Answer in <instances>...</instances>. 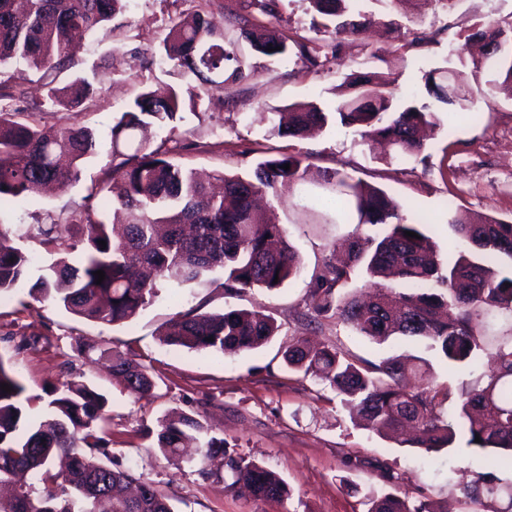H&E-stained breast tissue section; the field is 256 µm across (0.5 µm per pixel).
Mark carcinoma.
<instances>
[{
    "instance_id": "cac0c4a2",
    "label": "carcinoma",
    "mask_w": 512,
    "mask_h": 512,
    "mask_svg": "<svg viewBox=\"0 0 512 512\" xmlns=\"http://www.w3.org/2000/svg\"><path fill=\"white\" fill-rule=\"evenodd\" d=\"M308 2L334 34L326 52L305 37L290 45L266 27L243 28L241 35L254 53L286 57L292 52L311 72L336 63L343 40L363 34L367 22L355 19L356 0ZM124 7L125 0H28L20 12L15 0H0V68L14 63L36 70L59 68L76 52L74 32L106 36ZM475 28L466 36L482 43L481 58L472 60L475 88L450 94L442 86L450 69H435L425 76L434 104L419 105L411 96L385 89L371 75H350L335 89V118L364 139L387 141L398 156H416L423 151L419 127L439 126V114L459 108L477 120L478 104L488 92L512 99V29L495 22ZM270 46L274 51H267ZM158 55L200 83L222 84L226 91L245 77L247 67L236 42L224 35V23L200 13L190 21L173 22ZM91 91L86 78L76 77L54 90L51 99L56 106L75 108ZM183 101L182 90L172 85L142 92L110 129L112 177L104 190L113 218L121 222L120 234H114L103 209L87 212L81 224H37L22 230L0 221V295L15 293L31 280L29 293L50 298L75 316L114 326L136 318L164 286L177 291L209 284L226 296L255 287L277 289L299 274L301 260L287 228L269 221L255 199L264 193L293 195L299 186L315 184L323 191L316 204L332 212L333 223L369 225L379 232L341 243L347 260L324 263L309 289L308 306L317 313L334 312L379 345L393 337L419 342L460 371H474L488 350L493 365L461 387L448 418L440 407L452 391L435 383L424 357H411V364L399 356L375 363L350 358L336 347H311L299 337L284 352L288 368L327 384L372 432L382 435L412 425L420 431L417 447L428 454L453 447L462 436L467 446L484 451L495 464L512 466V333L495 336L485 321L494 310L512 315V221L448 215L466 248L443 257L422 231L426 217L404 216L384 190L340 170L312 175L303 159L291 154L265 158L246 174L217 175L224 189L214 193L193 170L168 158L167 144L183 119ZM328 120L316 104L295 103L288 122L272 123L270 133L299 138ZM150 123L169 127L170 135L157 145L138 139L137 132ZM96 143L89 127L41 128L1 108L0 202L19 199L38 185H73L95 154ZM287 163L290 169L285 170ZM406 231L418 237H407ZM23 237L39 241L57 258L48 265L34 264L19 244ZM98 270L105 273L99 285ZM358 272L368 279V298L335 293ZM277 333L275 320L259 310L209 314L195 307L170 320L160 341L224 355L256 350ZM78 352L90 361L99 353L130 394L151 395V376L124 354L90 342L78 345ZM1 383L10 391L0 389V483L30 472L45 488L37 492L19 485L11 497L0 499V512H98L102 502L108 503V512H174L171 497L154 482L112 466L107 400L96 389L75 379L59 381L35 418L25 387L0 355ZM146 435L176 463L183 461L185 444L196 442L192 462L204 478L213 476L208 463L223 458L227 490L242 486L258 501L290 495L276 473L224 447V438L210 434L198 412L174 413ZM463 495L490 502L488 512H512V499L506 508L495 506L499 488L489 473L475 476ZM368 505L367 512H440L431 501L392 492L371 497Z\"/></svg>"
}]
</instances>
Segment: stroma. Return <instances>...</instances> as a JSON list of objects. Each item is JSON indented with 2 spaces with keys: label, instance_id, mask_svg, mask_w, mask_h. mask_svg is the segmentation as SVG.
<instances>
[{
  "label": "stroma",
  "instance_id": "stroma-1",
  "mask_svg": "<svg viewBox=\"0 0 512 512\" xmlns=\"http://www.w3.org/2000/svg\"><path fill=\"white\" fill-rule=\"evenodd\" d=\"M226 20L227 38L245 53L249 77L231 91L200 88L196 108H183L171 157L204 174L251 170L257 159L299 154L315 169H340L384 189L404 215L427 214V227L440 254L456 250L448 227V207L512 220V99L496 95L483 106L480 120L467 112L442 114V122L419 157L387 158L383 148L364 143L352 130L327 125L309 138L270 135L262 115L297 102H313L332 111V87L350 74H377L396 92L426 97L425 74L445 66L449 53L479 21L512 25V0H458L446 8L438 0H417L415 20L388 29L372 26L344 46L339 64L311 73L296 57L270 59L251 54L238 24L262 23L286 36H304L324 44L331 36L314 28L308 0H282L280 12L261 14L253 0H128L107 37L84 36L62 70H29L15 82L13 67L0 73V105L31 113L36 125L87 126L100 138L79 181L64 191H39L0 206L8 224H76L88 206H99L101 189L112 174L110 128L141 92L177 82L165 64L151 60L171 20L198 11ZM433 40L410 47L414 32ZM86 76L92 93L74 111L53 106L48 91ZM275 214L287 227L302 271L276 290H245L227 297L212 288L161 289L156 301L133 321L105 325L79 318L52 300L27 290L0 297V357L11 365L33 396L34 411L51 384L70 369L74 379L94 386L109 401L114 466L141 473L173 498L175 512H367L365 497L392 490L412 500L447 504L450 512H482L462 497L460 488L474 474L492 473L502 491L512 490V468L491 465L488 456L457 441L455 448L426 455L394 440L353 426L349 413L314 378L290 370L283 351L295 337L336 347L379 361L399 354L424 355L423 346L399 340L379 346L354 333L334 313L308 318L309 283L329 255L332 241L354 234L352 224H316L298 197L283 196ZM205 312L262 310L280 330L262 348L232 355L162 345L167 321L196 305ZM127 354L148 367L155 394L129 395L105 365L90 364L77 350L80 341ZM201 412L227 448L261 463L291 490L289 498L265 502L229 492L216 479L222 460H214L213 478L194 467L168 462L145 437V428L171 409ZM393 478L385 480L383 469Z\"/></svg>",
  "mask_w": 512,
  "mask_h": 512
}]
</instances>
